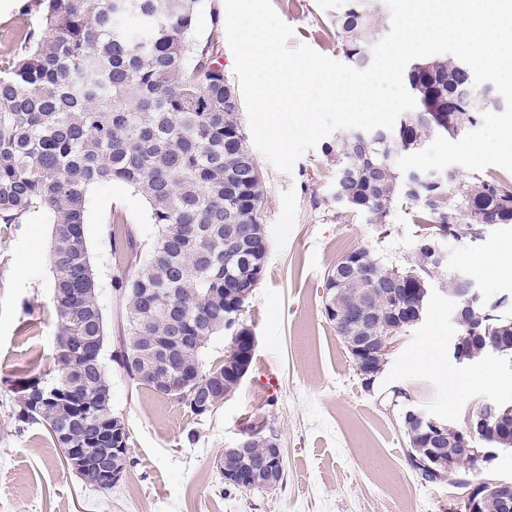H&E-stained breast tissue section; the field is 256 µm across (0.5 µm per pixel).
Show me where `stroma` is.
Wrapping results in <instances>:
<instances>
[{
    "label": "stroma",
    "instance_id": "stroma-1",
    "mask_svg": "<svg viewBox=\"0 0 512 512\" xmlns=\"http://www.w3.org/2000/svg\"><path fill=\"white\" fill-rule=\"evenodd\" d=\"M31 0H0V57L19 48L20 33L37 26ZM294 30L289 48L305 44L336 61L344 56L328 18L340 0H272ZM224 0H200L192 39L221 50L224 77L237 85L225 30ZM253 157L261 176L260 215L268 251L263 274L244 307L256 337L252 365L236 392L204 418L177 401L130 380L119 366L121 307L113 278L108 224L120 212L139 251L157 228L145 198L115 181L96 184L87 200L85 234L110 338L104 362L112 410L129 434L124 479L109 490L81 483L46 429L18 421L10 385L52 371L57 325L51 309L50 225L0 224V512H448L468 491L458 476L428 483L410 465L403 412L421 409L464 427L482 402L512 406V358L457 363L449 353L455 301L448 277L461 271L487 297L512 299V225L490 227L482 241L448 242L446 266L435 270L426 315L393 343L373 388H365L335 327L323 314V283L346 252L369 248L377 258L407 266L426 227L411 210L395 209L389 223L372 224L352 211L315 208L336 168L323 147L306 151L292 173ZM501 257L498 269L480 265ZM434 349L437 360L412 357ZM277 437L285 460L282 484L271 491L234 489L217 460L250 426ZM196 431L187 441V431Z\"/></svg>",
    "mask_w": 512,
    "mask_h": 512
}]
</instances>
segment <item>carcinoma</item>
<instances>
[{
  "label": "carcinoma",
  "instance_id": "carcinoma-1",
  "mask_svg": "<svg viewBox=\"0 0 512 512\" xmlns=\"http://www.w3.org/2000/svg\"><path fill=\"white\" fill-rule=\"evenodd\" d=\"M38 24L20 49L0 59V224H52L51 309L56 319V369L44 374L41 396L22 378L13 388L21 422L43 425L56 447V431L40 413L39 402H68L75 413L70 431L96 448L93 431L112 423L111 382L102 362L107 325L98 302L85 236L89 191L100 181L122 182L141 192L150 207L157 237L144 257L116 279L122 315V368L127 376L165 395L172 371L161 337L182 330L184 320L199 340L185 352L188 369L200 377H224V389L237 390L231 371L219 362L206 369L202 354L225 328L226 308L212 295L236 288L248 259L266 254L265 241L251 242L249 257L224 264V226L246 228L248 214H259L261 180L246 146L237 111L224 110L236 99L224 79L221 54L191 39L198 0H35ZM385 18L374 0H343L334 15L344 56L368 68L373 47L371 22ZM416 111L433 113L418 123L412 113L379 138L355 129L326 155L336 156L332 194L315 199L365 214L385 224L399 205L413 209L414 222L435 224L455 241L481 239L490 225L512 224V178L474 172L443 183L406 179L397 161L434 135H458L474 126L483 108L472 70L455 57L435 56L405 70ZM427 236L418 259L399 267L374 257L367 247L348 252L324 278V290L350 310L362 286L347 262L375 264L397 272L409 284L405 299L420 307L427 295L418 281L430 282L439 268ZM484 342L512 335V315L503 309L488 319ZM82 338L95 349L74 354Z\"/></svg>",
  "mask_w": 512,
  "mask_h": 512
}]
</instances>
